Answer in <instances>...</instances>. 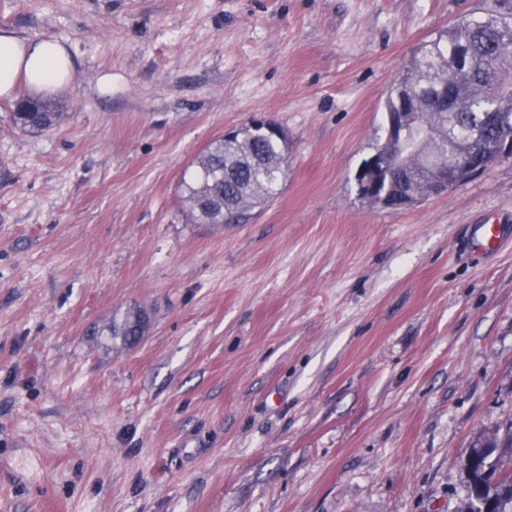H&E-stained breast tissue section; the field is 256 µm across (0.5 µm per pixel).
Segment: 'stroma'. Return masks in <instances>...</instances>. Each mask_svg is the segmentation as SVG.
Returning a JSON list of instances; mask_svg holds the SVG:
<instances>
[{"mask_svg":"<svg viewBox=\"0 0 512 512\" xmlns=\"http://www.w3.org/2000/svg\"><path fill=\"white\" fill-rule=\"evenodd\" d=\"M484 5L0 0L79 72L48 133L0 100V512H456L512 421V248L474 245L512 229V160L402 210L356 174L397 78ZM254 116L288 137L278 195L192 223L183 172ZM135 310L148 316L147 312L142 309H129L121 316L115 314L107 325L105 336H110V339L113 341L119 340L123 347L132 345L135 342V337L138 336L132 318Z\"/></svg>","mask_w":512,"mask_h":512,"instance_id":"1","label":"stroma"}]
</instances>
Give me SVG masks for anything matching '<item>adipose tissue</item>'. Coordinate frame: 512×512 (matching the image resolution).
Instances as JSON below:
<instances>
[{
  "mask_svg": "<svg viewBox=\"0 0 512 512\" xmlns=\"http://www.w3.org/2000/svg\"><path fill=\"white\" fill-rule=\"evenodd\" d=\"M76 64L66 45L46 36H20L0 29V97L19 90L45 97L73 85Z\"/></svg>",
  "mask_w": 512,
  "mask_h": 512,
  "instance_id": "adipose-tissue-1",
  "label": "adipose tissue"
}]
</instances>
